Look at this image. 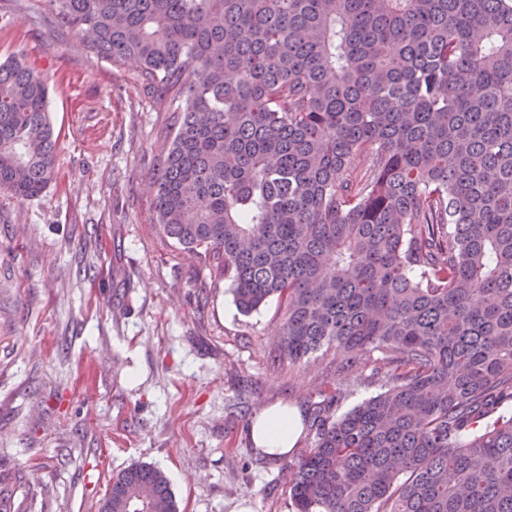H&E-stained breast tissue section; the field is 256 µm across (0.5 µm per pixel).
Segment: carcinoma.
I'll list each match as a JSON object with an SVG mask.
<instances>
[{
  "label": "carcinoma",
  "mask_w": 512,
  "mask_h": 512,
  "mask_svg": "<svg viewBox=\"0 0 512 512\" xmlns=\"http://www.w3.org/2000/svg\"><path fill=\"white\" fill-rule=\"evenodd\" d=\"M170 97L156 223L281 355L371 352L385 391L290 471L295 512H512V0H46ZM47 79L0 61V192L56 176ZM100 512H179L146 463Z\"/></svg>",
  "instance_id": "obj_1"
}]
</instances>
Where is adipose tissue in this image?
<instances>
[{"instance_id":"adipose-tissue-1","label":"adipose tissue","mask_w":512,"mask_h":512,"mask_svg":"<svg viewBox=\"0 0 512 512\" xmlns=\"http://www.w3.org/2000/svg\"><path fill=\"white\" fill-rule=\"evenodd\" d=\"M302 433L301 414L285 405H273L260 411L250 427L254 446L263 454L278 458L297 445Z\"/></svg>"}]
</instances>
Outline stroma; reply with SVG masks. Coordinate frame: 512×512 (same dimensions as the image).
I'll list each match as a JSON object with an SVG mask.
<instances>
[{
    "instance_id": "obj_1",
    "label": "stroma",
    "mask_w": 512,
    "mask_h": 512,
    "mask_svg": "<svg viewBox=\"0 0 512 512\" xmlns=\"http://www.w3.org/2000/svg\"><path fill=\"white\" fill-rule=\"evenodd\" d=\"M0 57L48 80L57 178L0 195V495L12 512H99L110 480L161 468L180 512H292L294 454L257 453L265 407L338 394L345 413L382 390L371 367L336 381L334 355L288 362L283 308L240 313L229 283L155 221L154 173L173 114L80 45L59 19L0 0Z\"/></svg>"
}]
</instances>
